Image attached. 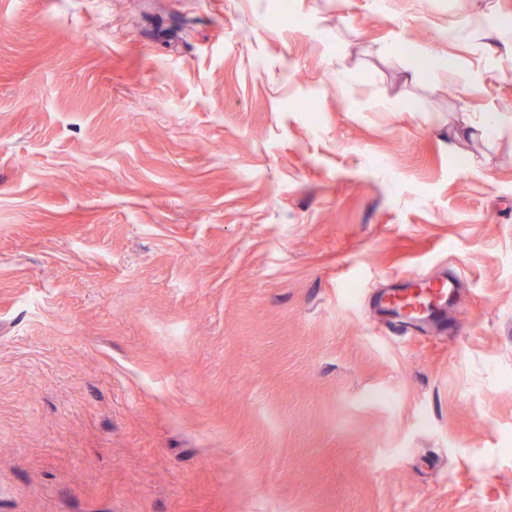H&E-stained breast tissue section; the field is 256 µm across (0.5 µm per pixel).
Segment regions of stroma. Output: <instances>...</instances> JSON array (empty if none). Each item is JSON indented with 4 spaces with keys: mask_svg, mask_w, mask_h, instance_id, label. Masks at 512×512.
Masks as SVG:
<instances>
[{
    "mask_svg": "<svg viewBox=\"0 0 512 512\" xmlns=\"http://www.w3.org/2000/svg\"><path fill=\"white\" fill-rule=\"evenodd\" d=\"M507 101L512 0H0V512H512Z\"/></svg>",
    "mask_w": 512,
    "mask_h": 512,
    "instance_id": "obj_1",
    "label": "stroma"
}]
</instances>
